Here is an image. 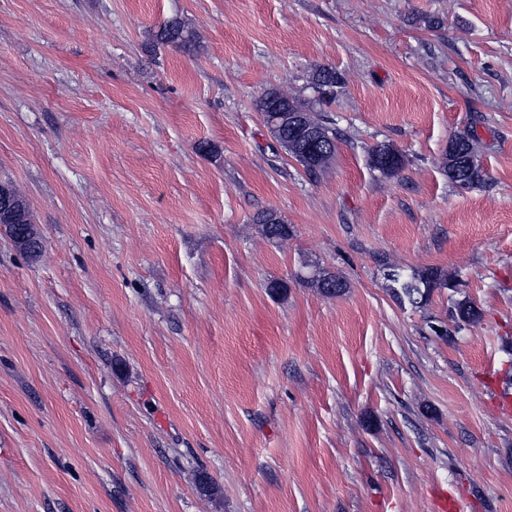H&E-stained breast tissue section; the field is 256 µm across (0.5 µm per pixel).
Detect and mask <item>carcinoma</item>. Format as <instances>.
I'll return each mask as SVG.
<instances>
[{"label":"carcinoma","instance_id":"carcinoma-1","mask_svg":"<svg viewBox=\"0 0 512 512\" xmlns=\"http://www.w3.org/2000/svg\"><path fill=\"white\" fill-rule=\"evenodd\" d=\"M157 41L162 44H173L185 51L193 48L192 37L184 29L180 22L172 19L164 23L157 34ZM312 84L319 95L313 101H307L296 97H288L276 90L264 91L255 101V110L262 113L274 112V106L281 104L284 111L293 112L300 117L299 127L302 132L295 133L288 123L279 122L267 125V128L281 147L298 163L305 166L312 150L321 153L318 167H323L334 156L336 151V130L328 125L326 119L320 115V101L333 95L335 88L342 84V77L331 68H318L312 74ZM370 167L386 177H393L403 167V156L392 144H378L368 152ZM448 173V182L463 188H477L485 182V173L479 163L471 165L455 166V158L452 155L445 157L443 165ZM15 212L17 219H8L6 215L10 210L0 211V224L7 225L9 236H15L13 225L20 222L33 223L31 213L26 203L21 198H16ZM253 222L262 226L265 235L272 239H282L290 235V226L274 210H264L253 217ZM386 279L389 281V290L392 296L399 302L409 304L415 308L425 305L437 289H452L454 285L448 280V276L439 269L427 268L413 270L409 273L401 268H388ZM306 282L315 288H321L328 294H334L346 287V282L336 274L322 271H314L306 278ZM481 316L476 305L467 299L459 300L454 304L453 317L458 323H475Z\"/></svg>","mask_w":512,"mask_h":512}]
</instances>
